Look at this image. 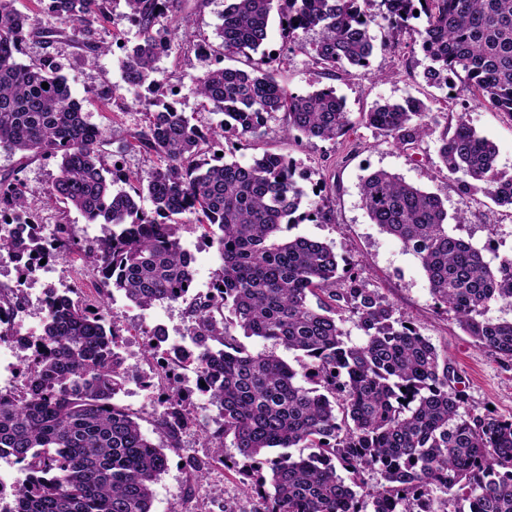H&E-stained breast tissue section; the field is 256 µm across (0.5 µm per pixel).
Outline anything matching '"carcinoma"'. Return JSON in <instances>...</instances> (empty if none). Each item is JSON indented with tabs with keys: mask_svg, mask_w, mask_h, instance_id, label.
Returning a JSON list of instances; mask_svg holds the SVG:
<instances>
[{
	"mask_svg": "<svg viewBox=\"0 0 512 512\" xmlns=\"http://www.w3.org/2000/svg\"><path fill=\"white\" fill-rule=\"evenodd\" d=\"M46 2L57 27L34 28L14 0H0V148L25 160L60 157L48 195L101 225L80 252L104 297L116 289L143 309L187 304L193 349L167 359V369L194 366L219 421L208 432L213 454L189 456L184 467L201 481L230 464L243 477L246 497L263 505L221 512H448V500L434 491L453 489V512H512V418L464 411L456 389L461 378L446 351L395 317L382 294L340 264L331 245L284 235L305 221H334L318 202L303 205L293 159L265 151L242 166L220 155L224 139L257 134L277 112L288 114L287 131L308 140L342 136L350 121L336 90L287 92L276 78L280 60L263 53L248 71L216 67L191 78L202 104L224 114L216 127L191 123L174 101L138 98L134 105L149 124L134 138L156 165L130 177L115 161L105 166L103 132L86 123L67 82L45 61L17 60L28 41L50 46L60 37L80 44L88 59L108 51L94 34L109 0ZM181 2L126 0L139 28L123 62L128 85H162L159 57L176 41L188 49L200 45L160 25ZM281 2L288 40L319 30L311 61L330 76L369 67L376 17L391 38L420 19L414 44L431 61L426 82L446 87L449 75L462 74L468 89L512 115V0ZM272 4L228 0L219 42L206 44L210 55L258 52L268 40ZM465 116L456 113L440 137L442 164L462 193L512 208V176L497 170L495 144ZM366 117L404 148L428 134L432 112L410 97L378 102ZM145 197L150 213L140 206ZM361 201L372 223L420 259L431 294L462 330L512 360V320L490 316L496 305L512 306V257L487 258L448 227L438 196L395 174L364 178ZM8 214L27 218L23 236L0 235V255L28 256L20 277L70 250L67 225L44 237L20 180L0 177V225ZM186 221L201 225L217 245L219 269L204 294L181 245ZM46 300L44 344L21 355V386L0 394V449L27 472L4 512H151L153 486L168 466L165 449L181 447L189 420L178 376L166 375L156 400L154 443L142 432L141 414L117 399L136 375L117 354V334L103 309L51 289ZM25 305L21 289L0 287V313L17 315ZM349 320L363 332L359 344L344 340ZM233 327L300 353L298 367L273 352H248ZM144 334L153 359L165 334L158 327ZM227 439L242 461L224 458ZM270 448L311 453L270 458ZM372 470L382 482L369 488L364 475Z\"/></svg>",
	"mask_w": 512,
	"mask_h": 512,
	"instance_id": "obj_1",
	"label": "carcinoma"
}]
</instances>
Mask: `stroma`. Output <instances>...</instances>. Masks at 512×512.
I'll return each mask as SVG.
<instances>
[{"instance_id":"obj_1","label":"stroma","mask_w":512,"mask_h":512,"mask_svg":"<svg viewBox=\"0 0 512 512\" xmlns=\"http://www.w3.org/2000/svg\"><path fill=\"white\" fill-rule=\"evenodd\" d=\"M223 14L224 0H182L164 23L178 34H194L213 42L223 23ZM371 31L376 40H387L383 21H376ZM96 33L108 50L95 60H87L81 48L65 38L49 47L27 42L18 59L25 64L40 59L51 61L57 74L66 78L73 97L82 104L87 122L105 134V162L119 160L130 173L147 171L156 159L135 147L133 139L134 133L145 127L146 117L131 107L132 101L146 95L147 90L129 86L123 78L125 50L138 40V28L129 19L125 0H112ZM317 37V32L311 31L294 43H286L280 16L274 13L270 16L264 49L281 59L277 78L288 91L305 94L329 86L335 88L350 121L346 134L333 141L289 136L285 133L287 116L279 112L268 119L254 139L225 144V153L243 165L266 149L295 160L299 187L307 199L324 202L334 221L305 222L294 227V234L332 245L339 256L354 266L367 287L378 289L394 306L398 316L409 320L434 345L446 350L449 363L462 378L460 388L467 410L512 417V361L475 343L452 314L437 306L419 259L371 223L360 195L361 182L368 174L379 170L396 174L438 195L449 215L467 213L469 221L458 231L464 240L477 247L492 244L495 255L511 257L512 210L496 206L479 194L460 193L453 177L440 163L437 151L439 139L453 115L463 110L470 125L496 145L498 169L512 175V115L463 91L461 78L451 77L444 88L428 85L423 72L430 61L421 51L411 49L409 35L387 40L386 48H375L364 74L342 73L335 77L311 62V45ZM213 65V59L176 49L158 61L166 87L177 88L181 109L202 127L217 125L222 116L212 107L202 106L191 78ZM410 97L430 106L435 121L419 148L403 150L370 127L366 114L375 103L401 102ZM59 163L55 156L23 163L18 156L0 149V177L19 174L45 236H52L60 223L68 224L75 239L84 241L98 236L99 225L87 224L77 211H64L62 204L48 200L47 188ZM180 239L193 258L197 290H207L219 267L215 247L203 239L198 227L188 223L183 225ZM17 279L15 269H0L1 286L22 287L27 298L23 325L37 331L45 318L41 303L46 289L62 292L73 287L82 300L94 303L100 299L99 283L92 268L76 254L48 264L25 284H18ZM106 317L119 334L126 364L140 370L148 366L144 357V328L161 326L170 337L185 335L187 328L183 303H158L143 310L119 292L109 299ZM189 411L191 419L182 432L181 445L168 449V467L153 486L151 512H175L177 504L190 493L198 500L200 512H219L221 505L236 506L242 501V477L234 469L219 466L202 485L196 487L190 482L183 462L186 457L208 453L205 428L212 425L217 410L208 396L197 392L190 399Z\"/></svg>"}]
</instances>
